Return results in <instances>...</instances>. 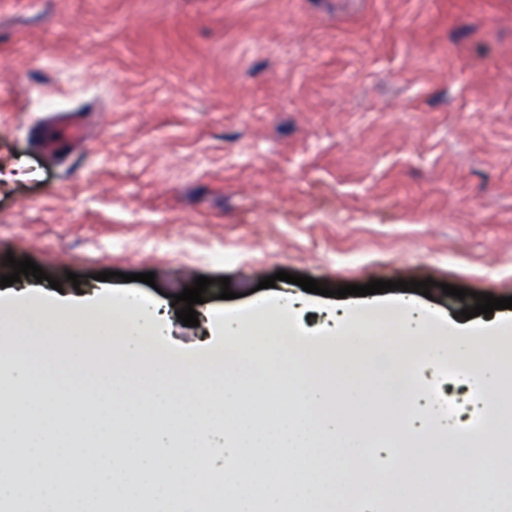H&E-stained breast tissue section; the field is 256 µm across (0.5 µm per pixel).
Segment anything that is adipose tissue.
Instances as JSON below:
<instances>
[{"instance_id": "1", "label": "adipose tissue", "mask_w": 512, "mask_h": 512, "mask_svg": "<svg viewBox=\"0 0 512 512\" xmlns=\"http://www.w3.org/2000/svg\"><path fill=\"white\" fill-rule=\"evenodd\" d=\"M308 305L288 290L259 298L249 313L203 309L205 357L177 360L164 348L169 303L102 285L78 292L39 286L0 289V504L34 503L33 512H89L107 497L151 512H199L214 496L208 474L234 486L233 512H291L279 488L298 479L309 512H382L360 480L380 475L387 450L375 442L372 411L384 412L401 448L390 479L404 498L422 463L435 478L431 512H444L443 484L468 468L473 448L494 451L482 480L485 512H500L495 475L512 471V372L503 338L471 337L468 327L437 321L428 305L346 301L321 309L326 338L305 341L297 318ZM223 347L213 350L209 339ZM459 364L472 398H497L494 423L480 441L462 437L424 387L444 360ZM78 368L82 382L59 396L37 364ZM192 376L176 399L170 382ZM285 401L276 417L252 408ZM350 464L315 455L321 443Z\"/></svg>"}]
</instances>
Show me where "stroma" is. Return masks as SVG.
I'll list each match as a JSON object with an SVG mask.
<instances>
[{"instance_id":"1","label":"stroma","mask_w":512,"mask_h":512,"mask_svg":"<svg viewBox=\"0 0 512 512\" xmlns=\"http://www.w3.org/2000/svg\"><path fill=\"white\" fill-rule=\"evenodd\" d=\"M55 112L88 124L48 152ZM19 159L0 276L11 255L147 299L203 276L216 310L281 270L429 279L451 319L512 297V0H0Z\"/></svg>"}]
</instances>
